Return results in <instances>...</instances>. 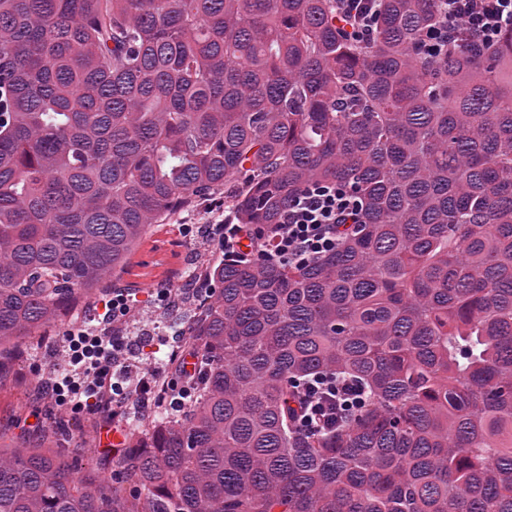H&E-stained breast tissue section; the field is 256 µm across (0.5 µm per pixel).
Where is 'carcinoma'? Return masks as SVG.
<instances>
[{"label": "carcinoma", "instance_id": "cac0c4a2", "mask_svg": "<svg viewBox=\"0 0 512 512\" xmlns=\"http://www.w3.org/2000/svg\"><path fill=\"white\" fill-rule=\"evenodd\" d=\"M435 7L383 0L359 43L336 0H0V380L197 198L363 204L309 265L200 246L192 401L135 426L138 493L1 444L0 512H512V31L426 61ZM327 374L368 401L305 436L294 387Z\"/></svg>", "mask_w": 512, "mask_h": 512}]
</instances>
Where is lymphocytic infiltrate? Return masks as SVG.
<instances>
[{"instance_id":"obj_1","label":"lymphocytic infiltrate","mask_w":512,"mask_h":512,"mask_svg":"<svg viewBox=\"0 0 512 512\" xmlns=\"http://www.w3.org/2000/svg\"><path fill=\"white\" fill-rule=\"evenodd\" d=\"M439 9L423 36L422 50L430 59L446 57L458 44L483 51L492 49L500 36L512 30V0H437ZM380 0H336V21L348 36L369 41L377 27ZM363 205L346 184L314 182L300 189L271 227L255 230L232 222L223 203L208 210L224 258L239 261L258 257L282 264H308L336 250L345 225L361 223ZM123 344L84 327L67 336L62 368L40 385L41 395L75 411L100 413L101 428L111 420L105 410L122 403L129 393V379L115 370ZM364 391L356 383L333 376L312 379L295 391L300 430L313 431L335 425L348 411L360 405Z\"/></svg>"}]
</instances>
